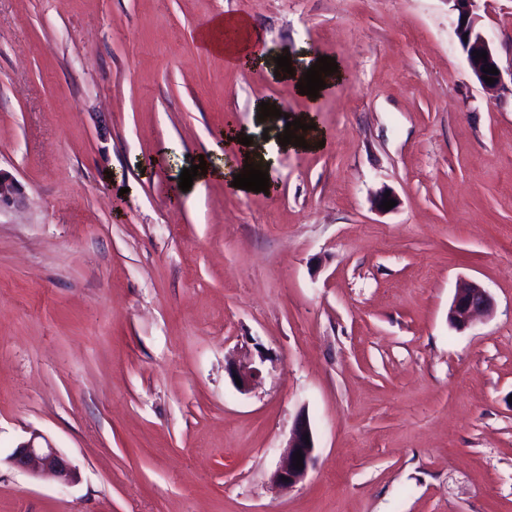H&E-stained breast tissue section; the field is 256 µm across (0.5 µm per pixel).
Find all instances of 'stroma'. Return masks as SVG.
<instances>
[{
    "mask_svg": "<svg viewBox=\"0 0 512 512\" xmlns=\"http://www.w3.org/2000/svg\"><path fill=\"white\" fill-rule=\"evenodd\" d=\"M477 13L512 68V0ZM219 16L342 83L231 65L197 40ZM305 113L324 145L267 192L171 201L227 126ZM0 171V512H512V94L446 0H0ZM465 279L494 307L459 331ZM301 412L316 461L280 489ZM35 432L77 482L12 466ZM451 4V13L453 18L454 33L460 47L466 55V59L473 75L480 84L488 90H499L505 88V80L502 69L498 62L495 51L491 48L488 40L478 27V16L476 14V2L478 0H446ZM462 16H466V21H462ZM467 34V41H464L463 35ZM473 51H486L487 62L484 59L475 61L476 55ZM495 66L499 74H490L482 71V68ZM483 75L495 78L494 84H487Z\"/></svg>",
    "mask_w": 512,
    "mask_h": 512,
    "instance_id": "35a3bbf8",
    "label": "stroma"
}]
</instances>
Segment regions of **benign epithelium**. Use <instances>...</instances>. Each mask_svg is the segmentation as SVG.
<instances>
[{"label":"benign epithelium","instance_id":"benign-epithelium-1","mask_svg":"<svg viewBox=\"0 0 512 512\" xmlns=\"http://www.w3.org/2000/svg\"><path fill=\"white\" fill-rule=\"evenodd\" d=\"M451 4L454 33L473 75L480 84L488 90L505 88L504 75H493L495 83L488 84L483 79V69L487 67L500 68L497 55L491 48L488 40L478 27L476 14L477 0H447ZM487 52V60H476L475 52ZM18 194V187L14 180L0 172V204L11 203ZM493 310V302L488 291L474 281H462L458 284L450 310L449 321L451 325L463 330L469 327L473 318L488 314ZM226 370L231 376H238L241 386L238 390L247 392L259 376L260 369L252 366L246 370L231 363ZM41 435L34 433L30 439L18 446L9 456L11 464L20 471L32 475H46L64 485H70L76 480V472L68 459L50 443L43 445L37 443ZM303 455L304 467H294L293 455L296 451ZM315 442L312 428L305 413L297 415L291 428L287 446L282 453L276 469L272 474V481L282 488H292L301 482L309 468L315 462Z\"/></svg>","mask_w":512,"mask_h":512}]
</instances>
